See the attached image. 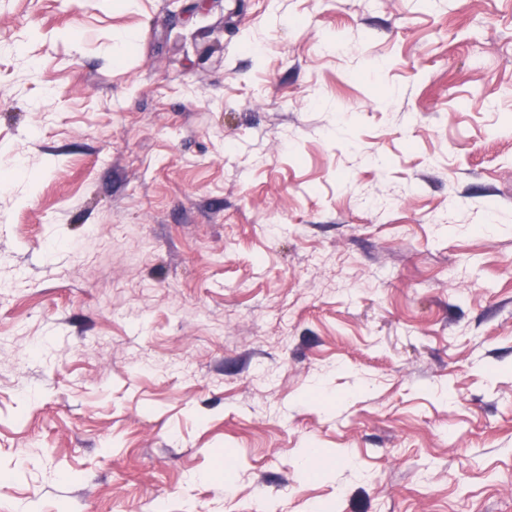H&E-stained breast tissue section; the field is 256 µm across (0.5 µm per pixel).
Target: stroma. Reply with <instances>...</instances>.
<instances>
[{"instance_id": "obj_1", "label": "stroma", "mask_w": 512, "mask_h": 512, "mask_svg": "<svg viewBox=\"0 0 512 512\" xmlns=\"http://www.w3.org/2000/svg\"><path fill=\"white\" fill-rule=\"evenodd\" d=\"M0 512H512V0H0Z\"/></svg>"}]
</instances>
